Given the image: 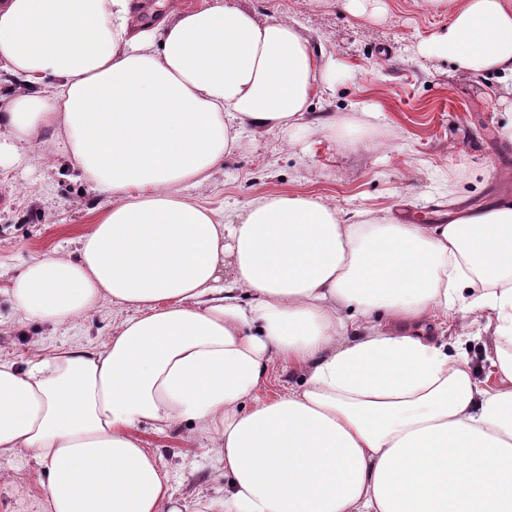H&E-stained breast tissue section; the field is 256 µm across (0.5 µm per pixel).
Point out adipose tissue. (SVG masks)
<instances>
[{
    "label": "adipose tissue",
    "instance_id": "ef3b65f1",
    "mask_svg": "<svg viewBox=\"0 0 512 512\" xmlns=\"http://www.w3.org/2000/svg\"><path fill=\"white\" fill-rule=\"evenodd\" d=\"M422 5L451 17L431 52L512 82V0ZM332 65L239 0L155 27L131 0H0V71L22 83L0 96V166L49 131L110 198L10 306L53 326L131 311L104 350L0 362V457L38 459L44 512H183L138 435L182 421L224 465L194 512H512V204L351 224L273 192L228 222L188 194L243 135L297 126ZM458 311L486 314L495 384L431 332ZM284 362L302 387L264 395Z\"/></svg>",
    "mask_w": 512,
    "mask_h": 512
}]
</instances>
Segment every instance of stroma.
<instances>
[{
    "mask_svg": "<svg viewBox=\"0 0 512 512\" xmlns=\"http://www.w3.org/2000/svg\"><path fill=\"white\" fill-rule=\"evenodd\" d=\"M270 19L296 22L316 53L335 62L331 92L312 99L302 125L244 137L193 197L225 215L270 191L322 197L349 216L369 211L421 224L427 212L480 210L493 199L512 201V92L495 75L460 71L425 46L445 31L449 14L418 0H366L350 12L346 0H244ZM336 122L335 134L319 133ZM55 152L39 161L0 168V361L20 365L57 348H104L125 308L109 304L54 327L18 322L5 295L30 259L74 251L77 236L109 197ZM443 340L467 358L478 381L489 380L483 322L460 335L449 323ZM171 478L183 504L224 495L215 456L189 424L139 430ZM39 467L23 453L0 458V512H42Z\"/></svg>",
    "mask_w": 512,
    "mask_h": 512,
    "instance_id": "35a3bbf8",
    "label": "stroma"
}]
</instances>
